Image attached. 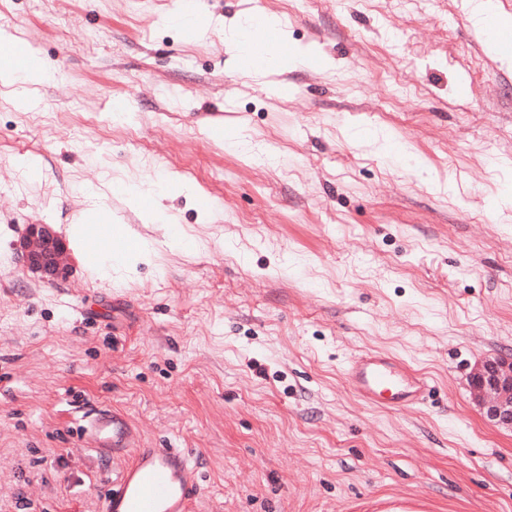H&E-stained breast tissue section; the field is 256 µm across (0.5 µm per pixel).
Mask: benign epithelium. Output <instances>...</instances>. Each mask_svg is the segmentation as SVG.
<instances>
[{"instance_id":"1","label":"benign epithelium","mask_w":512,"mask_h":512,"mask_svg":"<svg viewBox=\"0 0 512 512\" xmlns=\"http://www.w3.org/2000/svg\"><path fill=\"white\" fill-rule=\"evenodd\" d=\"M15 251L29 272L46 282L67 274L63 263L66 245L49 224H28L15 244ZM471 384L486 418L512 429V359L484 362L471 374Z\"/></svg>"}]
</instances>
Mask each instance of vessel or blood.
Instances as JSON below:
<instances>
[{
	"instance_id": "1",
	"label": "vessel or blood",
	"mask_w": 512,
	"mask_h": 512,
	"mask_svg": "<svg viewBox=\"0 0 512 512\" xmlns=\"http://www.w3.org/2000/svg\"><path fill=\"white\" fill-rule=\"evenodd\" d=\"M346 377L362 399L383 398L394 409L420 403L426 388L403 362L374 353L351 358ZM81 436L102 454L128 458L120 477L104 491L101 512H190L200 485L188 450L144 446L126 417L111 409L99 410Z\"/></svg>"
}]
</instances>
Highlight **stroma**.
Here are the masks:
<instances>
[{"label":"stroma","mask_w":512,"mask_h":512,"mask_svg":"<svg viewBox=\"0 0 512 512\" xmlns=\"http://www.w3.org/2000/svg\"><path fill=\"white\" fill-rule=\"evenodd\" d=\"M254 2L201 0L194 37L173 0H0L53 74L34 108L0 84V512H100L125 460L75 428L102 407L192 453L191 512H512V431L470 383L512 356V40L475 0H264L297 62L254 74L224 42ZM90 211L150 254L94 272ZM36 222L66 279L18 259ZM365 352L425 400L357 397Z\"/></svg>","instance_id":"obj_1"}]
</instances>
